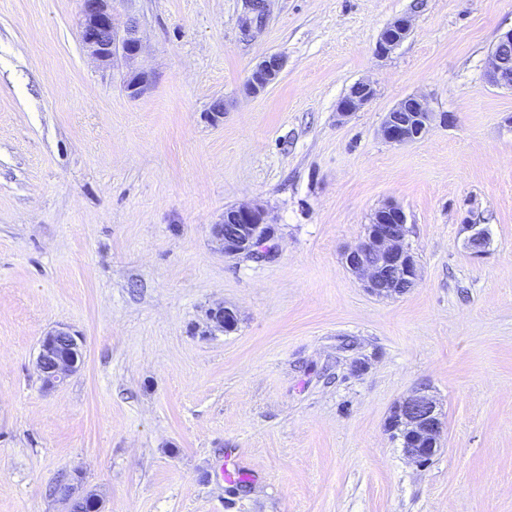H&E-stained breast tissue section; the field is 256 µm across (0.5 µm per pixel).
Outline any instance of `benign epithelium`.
Listing matches in <instances>:
<instances>
[{"label": "benign epithelium", "instance_id": "1", "mask_svg": "<svg viewBox=\"0 0 512 512\" xmlns=\"http://www.w3.org/2000/svg\"><path fill=\"white\" fill-rule=\"evenodd\" d=\"M80 42L88 57L103 66H111L115 58L127 61L141 52L137 22L130 18L123 28L113 22L112 0H82L78 20ZM412 31L411 16L404 15L391 22L380 33L376 52L385 56L394 50ZM286 66V57L274 53L264 57L252 69L246 82L248 93L258 95L274 85ZM487 80L512 90V30L502 34L491 51ZM145 71L132 72L126 90L140 95L148 84ZM375 95L368 81L354 83L338 102L336 114L345 119L367 105ZM446 123L452 116L432 112L421 95H409L386 114L381 135L389 143L402 145L425 136L436 121ZM406 215L400 205L389 202L379 207L367 225L363 240L344 253L346 268L369 293L379 297L397 294L394 281L404 279L416 284L419 268L406 243ZM213 237L227 256L241 253L257 254L273 236L265 212L258 206H236L224 210L222 221L213 225ZM210 328L231 331L237 323L234 309L219 305L208 310ZM83 362V339L67 327H58L44 336L39 344L37 369L43 384L53 388L75 373ZM387 427L401 440L407 457L419 464L430 461L440 450L442 421L435 401L423 392L401 400L394 408ZM66 490L60 499L69 505V512L84 506L88 512H100L98 499L80 493L74 478L61 481Z\"/></svg>", "mask_w": 512, "mask_h": 512}]
</instances>
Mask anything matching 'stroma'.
I'll return each instance as SVG.
<instances>
[{"instance_id": "stroma-1", "label": "stroma", "mask_w": 512, "mask_h": 512, "mask_svg": "<svg viewBox=\"0 0 512 512\" xmlns=\"http://www.w3.org/2000/svg\"><path fill=\"white\" fill-rule=\"evenodd\" d=\"M265 4L250 26L245 0H118L143 52L105 68L80 0H0V512H65L64 474L102 512H512V91L486 79L512 0ZM273 53L279 81L247 94ZM362 80L374 99L338 120ZM413 94L453 123L388 143ZM389 201L420 278L379 298L342 254ZM240 204L274 227L265 255L213 240ZM220 303L237 325L207 333ZM58 327L83 363L48 389ZM420 388L443 421L423 465L386 428ZM411 31V16L404 15L395 19L380 33L376 43L377 54L380 56L388 55L411 33ZM285 66L286 58L283 54L265 56L253 67L246 82L247 92L253 95L264 92L279 80ZM82 362L83 339L69 328L58 327L41 339L36 364L45 387L63 383Z\"/></svg>"}]
</instances>
